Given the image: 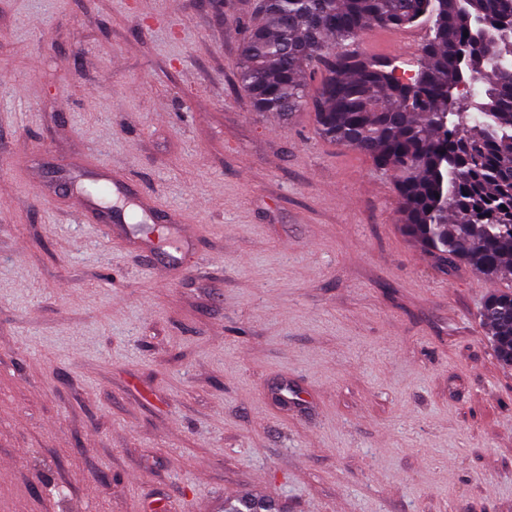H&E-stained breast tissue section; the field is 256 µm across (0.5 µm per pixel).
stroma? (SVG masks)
I'll list each match as a JSON object with an SVG mask.
<instances>
[{"label": "stroma", "mask_w": 512, "mask_h": 512, "mask_svg": "<svg viewBox=\"0 0 512 512\" xmlns=\"http://www.w3.org/2000/svg\"><path fill=\"white\" fill-rule=\"evenodd\" d=\"M254 0H0V512H512L498 285L237 80ZM368 30V55L421 46ZM162 207L104 234L74 171ZM140 226L141 225L135 224L134 225L135 230L138 231L139 233H143L147 238L152 239L154 242H156L158 244L161 243L162 244L161 248L164 251V254H165L168 262L176 263L180 259L179 258L180 250H179L178 241L174 238V236L170 232L169 227L163 226V230H166V231H163L161 236L158 235V232L153 231L154 233H157V235L159 236L158 237V236L151 234L153 232H150V234L147 233L145 228L142 226L140 227ZM484 310V313L482 312ZM480 312V320L492 336L493 352L500 364L508 368L512 351V292L490 294Z\"/></svg>", "instance_id": "stroma-1"}]
</instances>
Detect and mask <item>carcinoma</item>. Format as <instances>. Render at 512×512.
I'll return each instance as SVG.
<instances>
[{"mask_svg": "<svg viewBox=\"0 0 512 512\" xmlns=\"http://www.w3.org/2000/svg\"><path fill=\"white\" fill-rule=\"evenodd\" d=\"M256 11L238 70L256 110L315 112L324 138L393 173L401 222L425 250L512 279V0H258ZM425 22L414 58L353 48L371 27ZM480 320L508 367L512 292L490 294Z\"/></svg>", "mask_w": 512, "mask_h": 512, "instance_id": "1", "label": "carcinoma"}]
</instances>
